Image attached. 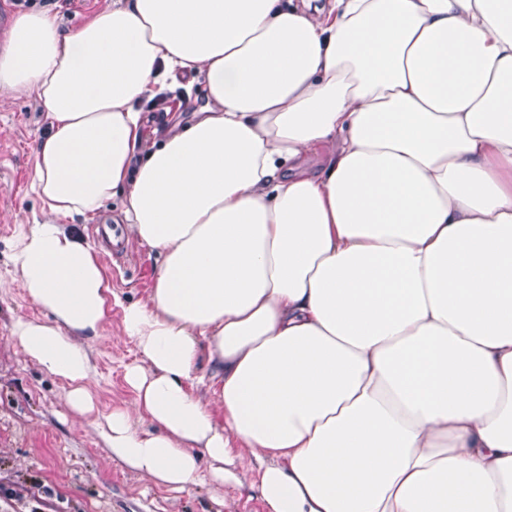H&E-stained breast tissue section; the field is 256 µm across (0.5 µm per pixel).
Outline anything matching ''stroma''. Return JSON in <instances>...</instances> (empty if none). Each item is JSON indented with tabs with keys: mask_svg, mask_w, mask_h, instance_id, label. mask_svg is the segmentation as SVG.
Wrapping results in <instances>:
<instances>
[{
	"mask_svg": "<svg viewBox=\"0 0 512 512\" xmlns=\"http://www.w3.org/2000/svg\"><path fill=\"white\" fill-rule=\"evenodd\" d=\"M107 2L0 0V11L14 19L50 7L67 32ZM204 101L202 86L175 84L142 103L147 143L163 140ZM51 132L34 99L0 98V512H268L257 490L216 485L205 469L196 484L169 491L113 458L98 435L96 417L126 408L134 398L125 371L139 354L124 331L123 308L147 299L157 266L156 254L139 240H132L123 262L101 261L120 302L89 348L92 412L73 411L66 382L19 347L16 320L41 321L45 313L17 280L11 253L20 225L46 220L31 183L38 147Z\"/></svg>",
	"mask_w": 512,
	"mask_h": 512,
	"instance_id": "stroma-1",
	"label": "stroma"
}]
</instances>
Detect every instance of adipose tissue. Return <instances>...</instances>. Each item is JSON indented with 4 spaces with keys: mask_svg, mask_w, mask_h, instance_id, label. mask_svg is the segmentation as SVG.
Returning a JSON list of instances; mask_svg holds the SVG:
<instances>
[{
    "mask_svg": "<svg viewBox=\"0 0 512 512\" xmlns=\"http://www.w3.org/2000/svg\"><path fill=\"white\" fill-rule=\"evenodd\" d=\"M179 72L206 102L143 150L135 104ZM3 93L52 128L50 219L12 253L51 320L16 339L72 410L113 292L69 218L123 195L159 256L124 308L135 407L96 422L113 457L179 492L201 454L242 482L247 449L269 512H512V0H112L65 34L30 13Z\"/></svg>",
    "mask_w": 512,
    "mask_h": 512,
    "instance_id": "adipose-tissue-1",
    "label": "adipose tissue"
}]
</instances>
